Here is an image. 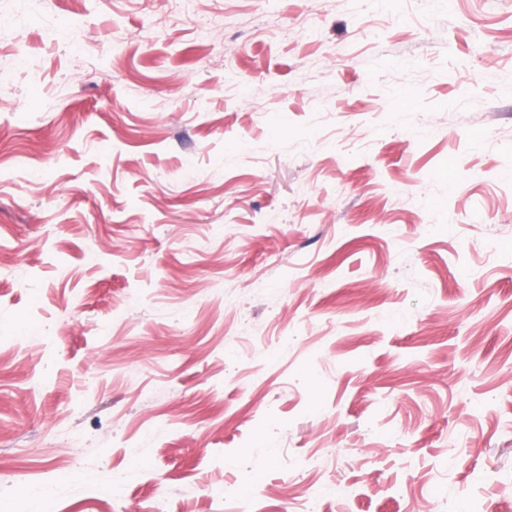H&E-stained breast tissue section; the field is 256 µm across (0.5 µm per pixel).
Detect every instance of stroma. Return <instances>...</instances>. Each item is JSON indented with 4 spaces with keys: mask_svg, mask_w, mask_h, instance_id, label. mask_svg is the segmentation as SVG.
Returning <instances> with one entry per match:
<instances>
[{
    "mask_svg": "<svg viewBox=\"0 0 512 512\" xmlns=\"http://www.w3.org/2000/svg\"><path fill=\"white\" fill-rule=\"evenodd\" d=\"M0 460V512H512V0L0 35Z\"/></svg>",
    "mask_w": 512,
    "mask_h": 512,
    "instance_id": "obj_1",
    "label": "stroma"
}]
</instances>
